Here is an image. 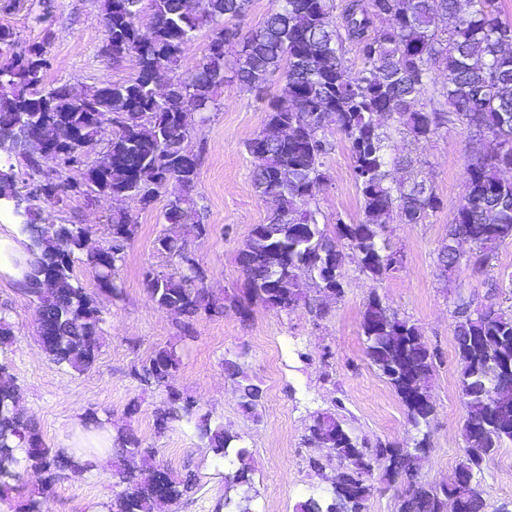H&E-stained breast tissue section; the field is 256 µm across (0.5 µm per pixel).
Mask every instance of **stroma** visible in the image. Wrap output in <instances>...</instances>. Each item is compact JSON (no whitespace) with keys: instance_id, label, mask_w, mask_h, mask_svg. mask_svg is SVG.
Returning <instances> with one entry per match:
<instances>
[{"instance_id":"stroma-1","label":"stroma","mask_w":512,"mask_h":512,"mask_svg":"<svg viewBox=\"0 0 512 512\" xmlns=\"http://www.w3.org/2000/svg\"><path fill=\"white\" fill-rule=\"evenodd\" d=\"M0 0V24L14 28L21 45L49 38L51 66L46 82L75 89L98 88L121 82L136 73V62L103 58L105 39L103 0H54L44 22H36L39 0L6 9ZM221 107L209 120L194 122L189 147L201 150L199 175L188 196L204 235L184 236L206 277L210 295L221 297L239 288L244 275L237 263L238 249L254 225L264 223L272 209L259 197L251 181L253 158L245 143L264 127L262 101L254 92L232 84L219 93ZM390 134V152L412 160L415 172L426 178L441 201L420 224L384 219V236L404 256L400 271L373 279L356 264L343 267V294L325 299L328 313L315 318L307 304L279 310L252 303L248 317L235 311L213 316L203 312L192 321V336L180 337L177 314L160 308L147 294L146 272H175L177 262L157 249L166 223V198L150 206L125 198L75 197L66 205H44L43 218L53 224H80L90 230V242L102 247L110 239L108 219L113 212H129L139 232L126 250L116 278L122 300L101 294L94 272L75 264L79 284L93 294L100 311L99 349L93 366L82 373L52 362L43 352L37 333L36 305L18 278L0 270V308H7L14 342L0 351L17 388L19 407L36 425L50 448H67L77 422L86 413L109 414L113 430L138 437L154 448L157 464L178 478L191 477L189 492L160 512H235L237 491L227 480L240 466L238 450L251 460V512H297L314 497L331 501L339 472L326 449L308 441L317 415L335 413L356 443L382 442L401 448L426 440L417 467L421 481H447L463 456L465 417L458 379L461 364L454 339L453 310L457 298L475 308L495 304L512 308V238L502 241L493 266L485 272L467 267L440 278L437 253L448 242V226L467 193L465 162L480 144L460 123L440 128L430 139L416 141L393 118L381 116ZM328 136L333 149L324 160L327 182L311 201L320 227L335 235L337 220L349 224L363 218L352 180V160L345 137ZM378 294L389 308L408 318L438 352L431 376L434 413L427 425L414 427L399 396L373 368L364 353L361 321L370 294ZM178 344L182 364L175 384L196 402L198 413L237 435L235 450L215 455L198 439L191 418L158 431L157 411L165 401L163 388L142 385L133 375L154 352ZM239 363L261 390L256 412L241 406L236 383L224 370L225 360ZM94 470L56 481L43 498L42 512H102L124 489L116 474V454L96 449ZM323 461L314 470L311 459ZM490 512L512 505V443L490 455L480 476Z\"/></svg>"}]
</instances>
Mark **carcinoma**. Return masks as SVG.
Instances as JSON below:
<instances>
[{"label": "carcinoma", "mask_w": 512, "mask_h": 512, "mask_svg": "<svg viewBox=\"0 0 512 512\" xmlns=\"http://www.w3.org/2000/svg\"><path fill=\"white\" fill-rule=\"evenodd\" d=\"M251 0H201L188 14L184 0H149L150 23L140 25L143 0H103L106 37L100 55L118 63L135 59L134 77L85 92L66 85L48 86L49 38L19 48L17 32L0 24V136L9 135L11 149L25 160L26 179L19 181L13 168L0 169V196L24 206L27 274L24 286L37 302L38 322L55 336L44 349L59 365L77 372L89 369L96 358L100 315L95 300L75 282L74 262L95 272L98 287L121 297L116 271L138 224L126 212L109 217L110 241L102 252L87 247L88 229L39 223L45 203L63 204L73 195L125 196L147 206L174 182L183 192L168 200L164 213L167 230L157 240L158 250L179 260V275L148 272L145 289L156 304L190 321L201 311L221 314L231 308L240 317L249 304L237 293L222 298L208 295L204 275L195 258L186 255L180 228L193 223L190 199L184 192L198 178L199 154L185 156L189 122L220 109L217 92L228 82L263 93L269 77L281 73L283 102L265 108L263 132L246 143L254 158L252 183L262 197L275 201L267 223L253 226L237 256L249 299L288 310L306 299L296 270H306L310 287L319 293L342 294L346 253L360 271L380 279L401 269L394 265L398 251L382 238L378 217L394 214L403 224H420L440 207L433 189L421 180L390 179V135L378 124L387 114L416 140L435 134L459 121L475 137L491 138L489 150L467 158V195L449 226V243L437 255L442 273L464 264L476 271L492 266L502 240L512 237V181L501 177L512 169V23L502 20L496 0H277L255 33L243 38L224 25L244 15ZM455 19L451 30L439 27ZM211 29L208 54L188 73L175 76L164 95L155 80L177 70L195 31ZM355 47L361 59L357 69L344 58L345 45ZM235 55L226 69L228 51ZM443 68L447 86L443 102L435 106L431 85L434 68ZM76 133L66 150L48 158L28 154V134L51 142L58 127ZM344 135L352 159V179L361 196L364 218L358 224L336 219V237L319 228L310 201L326 181L323 159L333 148L326 131ZM107 138L109 150L89 160L84 146ZM86 169L85 182L73 184L67 171ZM456 349L463 361L459 388L465 408L463 461L474 475L481 474L488 455L512 442V387L497 394L492 404L485 389L498 378L499 358L512 357V311L489 305L474 309L458 299L453 310ZM364 353L389 382L407 409L408 421L419 427L433 415L430 378L437 354L423 340L418 326L386 306L372 294L361 323ZM181 364L176 347L155 352L134 372L146 386L163 387L166 401L159 414L158 432L167 424L190 415L195 401L171 384ZM225 371L237 379L242 407L253 411L259 388L250 383L240 366L225 362ZM199 439L217 455H224L236 436L201 414ZM310 441L332 449L342 465L338 481L342 493L355 502L354 512L365 508L371 495L372 462L388 461L386 476L392 483L417 471L419 452L378 443L356 447L331 414L316 419ZM113 445L121 456L138 455L142 478L131 494H118L104 505L107 512H154L157 505L149 482L155 452L135 436L119 431ZM93 467L91 458L63 459L47 447L39 432L18 409L11 387L0 386V506L13 508L21 470L43 474V485L31 492L27 506L40 507L57 477L56 470L82 474ZM468 500L469 512H485L479 481L468 485L452 474L448 481H413L399 512H444L448 496Z\"/></svg>", "instance_id": "carcinoma-1"}]
</instances>
